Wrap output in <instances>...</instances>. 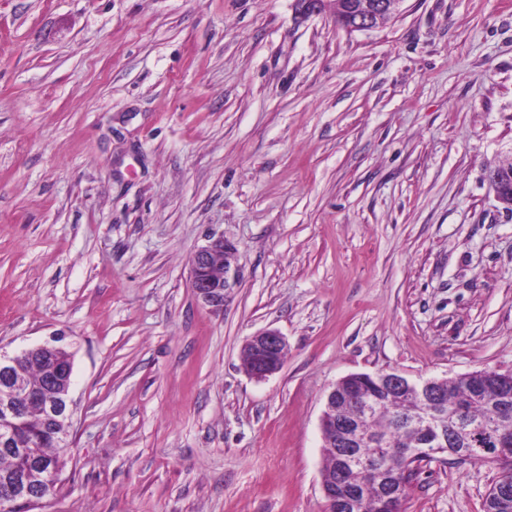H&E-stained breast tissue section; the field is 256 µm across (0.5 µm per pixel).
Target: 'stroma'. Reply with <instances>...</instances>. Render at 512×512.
<instances>
[{"mask_svg": "<svg viewBox=\"0 0 512 512\" xmlns=\"http://www.w3.org/2000/svg\"><path fill=\"white\" fill-rule=\"evenodd\" d=\"M512 0H0V352L60 335L70 450L31 512H325L352 373L512 370ZM238 249L223 310L190 260ZM286 336L282 369L244 340ZM449 457L405 512H484ZM396 3L398 10L402 0H363L360 4L349 5L343 22L351 31H368L378 27L380 16L387 12L390 3ZM244 349L250 351V357L243 360V371L253 379L264 380L281 370L288 341L278 330L264 329L250 336Z\"/></svg>", "mask_w": 512, "mask_h": 512, "instance_id": "35a3bbf8", "label": "stroma"}]
</instances>
